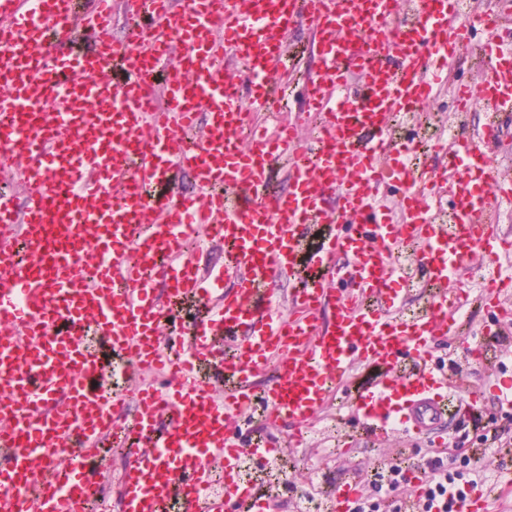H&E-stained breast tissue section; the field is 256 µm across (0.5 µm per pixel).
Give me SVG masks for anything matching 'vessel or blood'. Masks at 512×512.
<instances>
[{
  "instance_id": "vessel-or-blood-1",
  "label": "vessel or blood",
  "mask_w": 512,
  "mask_h": 512,
  "mask_svg": "<svg viewBox=\"0 0 512 512\" xmlns=\"http://www.w3.org/2000/svg\"><path fill=\"white\" fill-rule=\"evenodd\" d=\"M459 4L0 0V182L24 188L0 193V512H93L111 486L119 512H266L240 464L283 450L247 418L306 432L362 366L382 373L347 410L382 439L432 433L489 396L512 411L511 379L462 393L433 354L469 334L459 283L474 261L494 265L476 298L512 343L497 219L512 204L498 174L512 0L472 26ZM297 30L305 105L259 126L289 86ZM476 58L478 80H453ZM445 86L459 115L490 118L437 145L442 166L410 163L393 117ZM188 238L223 244V263L202 269ZM401 246L427 285L415 319ZM491 491L456 512H488ZM361 495L346 482L331 512Z\"/></svg>"
}]
</instances>
